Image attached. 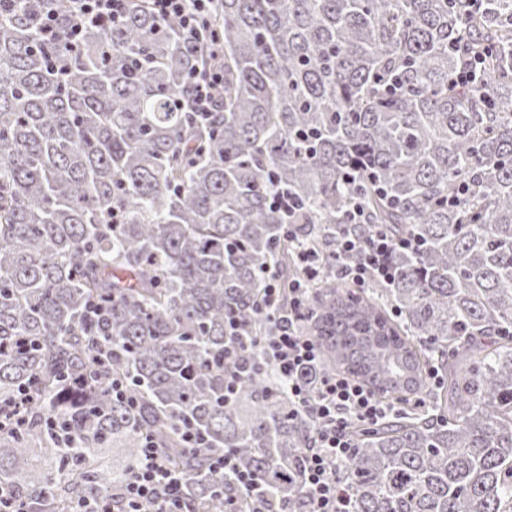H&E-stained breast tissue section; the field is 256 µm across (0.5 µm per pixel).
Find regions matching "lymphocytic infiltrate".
<instances>
[{
    "label": "lymphocytic infiltrate",
    "instance_id": "obj_1",
    "mask_svg": "<svg viewBox=\"0 0 512 512\" xmlns=\"http://www.w3.org/2000/svg\"><path fill=\"white\" fill-rule=\"evenodd\" d=\"M40 2L37 27L41 39L50 41L63 36L76 42L89 27L123 18L131 0H72L66 14L52 8V0ZM146 2L156 18L177 20L188 44L206 43L213 63L204 69L191 68L185 85L189 91L188 111L208 118L224 93V69L219 63L224 53L221 38L206 27L212 0ZM363 216L362 207H354L350 216L352 227L339 235L329 261L320 260L314 249L299 244L294 257L300 278L285 285L278 275H270L257 306L267 326L264 337L248 341L240 335L235 319L226 322L225 360H233L241 349L255 346L271 362L296 405L315 422L314 435L303 454L304 486L310 512H346L348 497L338 485L334 470L352 454L353 427L377 424L393 409L375 390L350 376L325 375L312 392L307 390L301 377L319 358L316 343L301 328L309 306L307 282L330 272L338 279L358 284L370 277L387 284L393 278L396 254L412 252L418 247L413 236L389 234L382 226L364 224ZM180 486L178 475L170 469L159 448L154 442H146L122 493L125 512H186L179 495Z\"/></svg>",
    "mask_w": 512,
    "mask_h": 512
}]
</instances>
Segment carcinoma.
I'll use <instances>...</instances> for the list:
<instances>
[{
	"instance_id": "1",
	"label": "carcinoma",
	"mask_w": 512,
	"mask_h": 512,
	"mask_svg": "<svg viewBox=\"0 0 512 512\" xmlns=\"http://www.w3.org/2000/svg\"><path fill=\"white\" fill-rule=\"evenodd\" d=\"M35 8L0 10V400L31 394L0 485L30 512H122L152 437L190 512L235 495L211 467L226 449L258 482L247 512H308L315 423L256 349L227 401L214 359L226 316L266 334L255 309L268 273L299 275L291 242L324 250L359 204L422 246L385 287L313 285L306 386L345 371L402 405L354 428L350 510L512 512V0H214L224 96L202 123L185 76L211 58L177 22L131 0L74 47L42 42ZM459 47L483 61L474 85L451 82Z\"/></svg>"
}]
</instances>
